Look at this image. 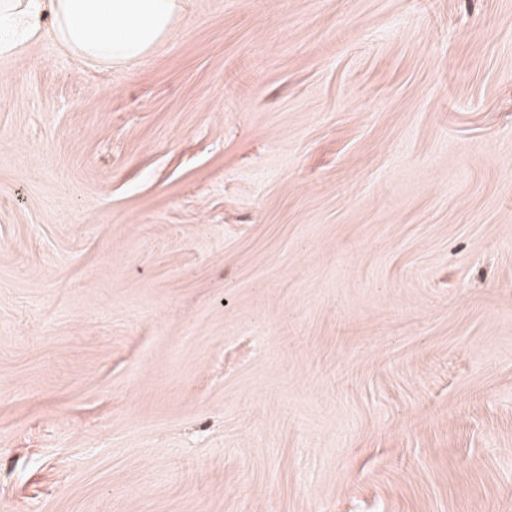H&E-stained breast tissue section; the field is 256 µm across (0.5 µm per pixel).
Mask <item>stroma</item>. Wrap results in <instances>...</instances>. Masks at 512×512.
<instances>
[{"label": "stroma", "instance_id": "1", "mask_svg": "<svg viewBox=\"0 0 512 512\" xmlns=\"http://www.w3.org/2000/svg\"><path fill=\"white\" fill-rule=\"evenodd\" d=\"M0 512H512V0L1 54Z\"/></svg>", "mask_w": 512, "mask_h": 512}]
</instances>
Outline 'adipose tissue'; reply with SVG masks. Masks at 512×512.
<instances>
[{"instance_id":"obj_1","label":"adipose tissue","mask_w":512,"mask_h":512,"mask_svg":"<svg viewBox=\"0 0 512 512\" xmlns=\"http://www.w3.org/2000/svg\"><path fill=\"white\" fill-rule=\"evenodd\" d=\"M187 0H0V52H17L15 27L50 36L91 63L122 65L164 41Z\"/></svg>"}]
</instances>
